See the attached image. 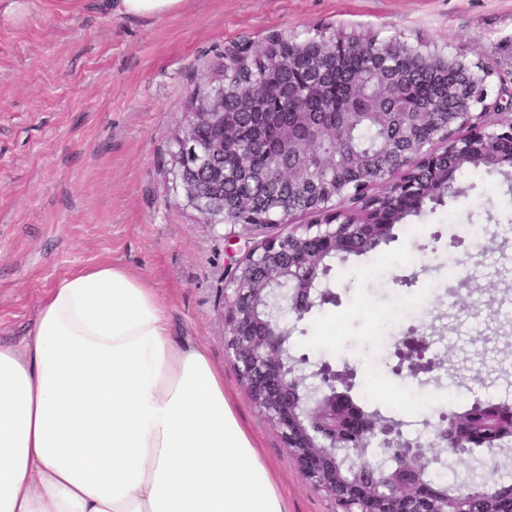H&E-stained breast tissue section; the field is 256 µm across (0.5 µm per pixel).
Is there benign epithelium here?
<instances>
[{"label": "benign epithelium", "mask_w": 512, "mask_h": 512, "mask_svg": "<svg viewBox=\"0 0 512 512\" xmlns=\"http://www.w3.org/2000/svg\"><path fill=\"white\" fill-rule=\"evenodd\" d=\"M364 53L363 66L375 85L377 120L390 117L397 123L399 136L377 151L365 153L349 140V129L358 113L343 111L339 118L306 122L301 118L281 128L277 149L259 163L252 155L251 141L242 139L240 119H251L252 137L260 136L270 112L269 97L278 87L276 74L291 69L302 53H308L309 76L282 89L289 99L324 100L321 81L325 68L338 65L336 47ZM364 40L337 35L298 40L280 33L269 35L264 44L249 49L248 55L274 57L275 65L259 84L242 88L241 111H224V77L236 69L225 62L219 71L198 86L172 135V146L164 162L165 180L171 183L175 198L196 211L213 226L242 224L256 231L281 229L248 247L235 269L224 276L222 315L225 347L237 365L246 394L255 408L280 432L285 448L297 464L300 475L331 501L338 512H470L463 502L436 487L427 475L436 464L429 444L404 442L388 424H381L354 407L347 396L348 385L331 382L318 389L311 401L301 396L304 370L309 359L287 362L288 326L292 314L301 321L315 303L317 285L327 261L338 253H351L372 242L390 237L398 216L353 226L347 221L325 223L317 219L323 208L342 216L341 202L357 205L360 193L349 186L344 173L356 170L368 184L388 179L394 172L423 167L424 180H397L388 189L391 197L414 186L424 199L437 185H451L454 171L463 163L478 160L491 172L512 165V120L489 130L481 124L485 102L476 95H465L461 85L486 82L492 68L485 61L473 62L466 49L439 48L429 42L415 45L390 40L363 51ZM453 68L457 80L447 83L444 94L448 112L444 130L429 139L424 126L439 115L437 98L423 100L414 112H392L391 102L405 95L408 76L414 70L428 73ZM467 127L464 136L454 132ZM210 130L208 141L199 134ZM340 141L338 154L313 151L325 140ZM446 144L443 151L435 149ZM316 167L329 183L321 190L310 176ZM214 169L220 179L237 184L245 180L267 186L262 197L243 190L217 202L213 184L196 172ZM275 174L288 181V194L274 189ZM309 217L296 224L299 216ZM512 431V412L482 409L448 424V447L469 448L493 441ZM386 435L385 455L394 466L380 471L364 455L368 439ZM485 505L483 512H512V489L486 481L475 488Z\"/></svg>", "instance_id": "obj_1"}]
</instances>
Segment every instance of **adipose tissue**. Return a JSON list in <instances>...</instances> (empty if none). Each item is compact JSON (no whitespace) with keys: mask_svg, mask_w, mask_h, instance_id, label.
Returning a JSON list of instances; mask_svg holds the SVG:
<instances>
[{"mask_svg":"<svg viewBox=\"0 0 512 512\" xmlns=\"http://www.w3.org/2000/svg\"><path fill=\"white\" fill-rule=\"evenodd\" d=\"M0 512H288L200 343L156 288L99 263L0 344Z\"/></svg>","mask_w":512,"mask_h":512,"instance_id":"1","label":"adipose tissue"}]
</instances>
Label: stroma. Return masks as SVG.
<instances>
[{"label":"stroma","mask_w":512,"mask_h":512,"mask_svg":"<svg viewBox=\"0 0 512 512\" xmlns=\"http://www.w3.org/2000/svg\"><path fill=\"white\" fill-rule=\"evenodd\" d=\"M0 0V343L21 345L46 291L76 269L123 265L158 288L176 343L206 344L224 393L288 499V512H336L299 474L254 407L225 350L224 273L258 232L210 226L179 206L162 164L189 93L233 43L274 32H339L464 47L512 93V0H187L175 15L128 19L111 0ZM459 194L424 205L364 254L330 259L336 301L313 308L295 355L355 374L351 398L425 440L420 405L433 389L471 404L512 405V167L463 170ZM457 279H449V267ZM439 337L447 370L395 374L390 333ZM438 487L512 484V441L447 453Z\"/></svg>","instance_id":"obj_1"}]
</instances>
